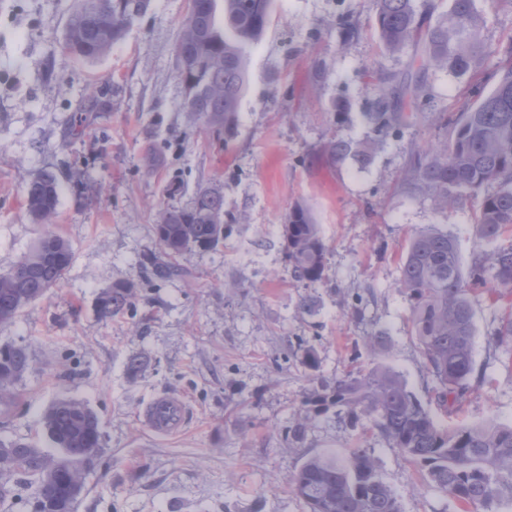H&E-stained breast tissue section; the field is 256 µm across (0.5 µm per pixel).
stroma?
Here are the masks:
<instances>
[{
    "label": "stroma",
    "instance_id": "obj_1",
    "mask_svg": "<svg viewBox=\"0 0 512 512\" xmlns=\"http://www.w3.org/2000/svg\"><path fill=\"white\" fill-rule=\"evenodd\" d=\"M76 0H0V273L39 234L22 207L28 180L54 168L55 229L73 261L62 281L0 328V345L26 347L21 401L0 412V438L47 441L42 417L61 398L99 417L100 462L86 472L76 512H305L287 480L308 454L368 449L402 512H463L376 433L335 410L316 416L301 444L288 430L314 381L367 367V333L389 338L378 360L428 407L434 382L397 286L415 229H447L462 259L475 245L474 198L443 206L408 183L418 157L451 134L446 118L488 94L512 46V0H476L481 60L458 76L420 70L414 47L392 52L375 28L378 0H272L247 53L237 132L217 139L184 110L175 43L186 0H153L112 52L94 63L63 48ZM352 35H344L343 25ZM419 77L414 105L389 97L405 121L377 133L376 79ZM370 148V159L330 163L332 137ZM224 190V240L177 258V275L147 277L158 253L160 208L189 206L200 187ZM306 207L328 247L326 281L293 280L283 224ZM117 281L139 286L134 313L96 312ZM312 298V312L300 302ZM479 383L441 422H512V352L491 335L503 309L474 296ZM313 349L316 369L303 363ZM147 360L137 377L129 355ZM182 400V431L159 437L139 418L156 397Z\"/></svg>",
    "mask_w": 512,
    "mask_h": 512
}]
</instances>
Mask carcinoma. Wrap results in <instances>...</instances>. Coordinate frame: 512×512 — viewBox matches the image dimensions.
<instances>
[{
  "label": "carcinoma",
  "mask_w": 512,
  "mask_h": 512,
  "mask_svg": "<svg viewBox=\"0 0 512 512\" xmlns=\"http://www.w3.org/2000/svg\"><path fill=\"white\" fill-rule=\"evenodd\" d=\"M152 0H82L68 20L64 49L85 61L106 56ZM270 0H194L176 44L178 76L189 90L186 111L228 139L236 131L238 105L246 84L245 56L261 37ZM482 19L475 0H449L448 18L430 24L415 0H379L376 28L382 43L398 51L410 42L420 47L421 69L445 68L466 74L482 48ZM403 118L401 112H373L381 132ZM450 140L432 149L410 170V184L448 204L464 195L478 198L477 249L463 266L448 232L418 228L402 258L399 287L411 302V322L428 374L435 382L436 405L448 410L474 382V309L478 287L493 281L497 297L512 295V54L497 74L491 92L451 120ZM353 154L365 164L369 150H352L343 139L324 148L332 163ZM61 185L57 172L45 168L28 182L24 208L41 227L32 248L0 273V327L10 325L30 304L63 280L72 262L69 242L54 229ZM160 252L177 257L193 247L212 248L224 239V192L201 188L187 209L164 208L154 224ZM291 276L309 286L325 279L327 247L309 212L297 206L283 225ZM495 244L488 253L482 245ZM151 275L178 273L170 262L146 257ZM137 286L118 281L97 301L102 320L137 307ZM497 347L512 350V304L493 334ZM23 346L0 347V407L19 401L17 385L28 370ZM304 404L316 413L336 409L352 425L368 422L421 470L422 478L454 498L464 512H499L512 502V424L442 426L399 374L372 361L371 367L332 383L320 382ZM50 447L23 438L0 439V500L15 495L21 477L34 485L31 512H75L84 473L102 447L97 414L74 399L54 402L43 416ZM289 491L306 512H401L397 495L380 478L371 455L352 448L342 456L315 454L304 459L288 479Z\"/></svg>",
  "instance_id": "cac0c4a2"
}]
</instances>
